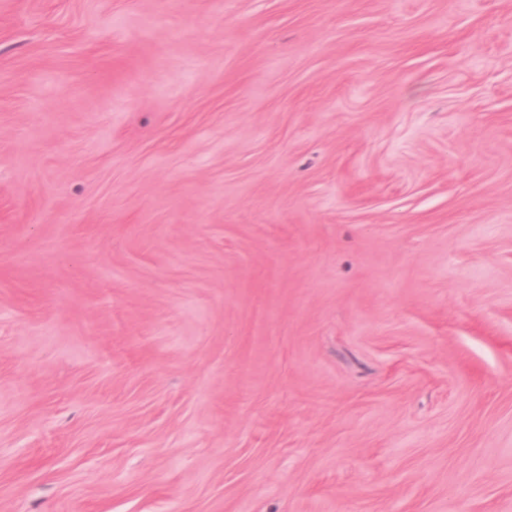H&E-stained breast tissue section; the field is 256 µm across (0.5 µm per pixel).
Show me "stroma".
Segmentation results:
<instances>
[{
  "label": "stroma",
  "mask_w": 512,
  "mask_h": 512,
  "mask_svg": "<svg viewBox=\"0 0 512 512\" xmlns=\"http://www.w3.org/2000/svg\"><path fill=\"white\" fill-rule=\"evenodd\" d=\"M0 512H512V0H0Z\"/></svg>",
  "instance_id": "1"
}]
</instances>
